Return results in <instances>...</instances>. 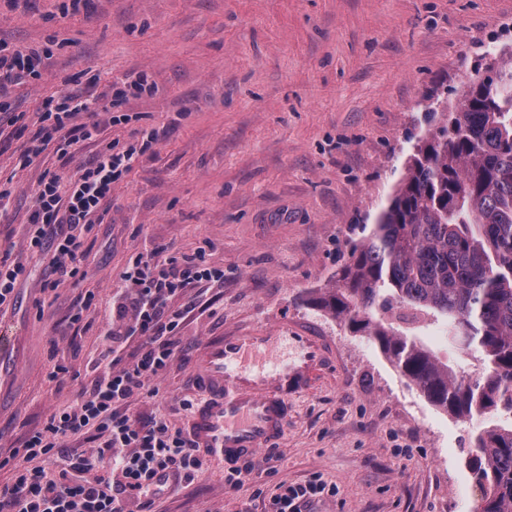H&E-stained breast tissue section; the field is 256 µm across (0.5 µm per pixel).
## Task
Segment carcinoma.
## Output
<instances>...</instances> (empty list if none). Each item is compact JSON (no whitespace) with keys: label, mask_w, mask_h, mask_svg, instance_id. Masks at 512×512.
I'll return each mask as SVG.
<instances>
[{"label":"carcinoma","mask_w":512,"mask_h":512,"mask_svg":"<svg viewBox=\"0 0 512 512\" xmlns=\"http://www.w3.org/2000/svg\"><path fill=\"white\" fill-rule=\"evenodd\" d=\"M421 139L372 231L311 303L377 341L430 402L470 418L512 416V65L465 83ZM442 323L476 368L458 374L417 342ZM477 512H512V426L476 439Z\"/></svg>","instance_id":"obj_1"}]
</instances>
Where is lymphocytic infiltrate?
<instances>
[{
    "label": "lymphocytic infiltrate",
    "instance_id": "lymphocytic-infiltrate-1",
    "mask_svg": "<svg viewBox=\"0 0 512 512\" xmlns=\"http://www.w3.org/2000/svg\"><path fill=\"white\" fill-rule=\"evenodd\" d=\"M57 44L54 38L38 48H11L0 43V117L19 122L4 93L9 86L39 78L44 59L52 56ZM96 105V99L71 92L47 99L40 124L28 133L30 153L40 155L52 143L65 155L79 140L92 138L90 129L75 126L73 120ZM141 153L134 145L121 151L109 143L100 145L65 189L59 175L47 172L41 176L29 218L27 248L53 252L54 277L45 282V290H56L77 275L84 240L70 234V227L89 229L102 222L113 184L131 171ZM211 276L199 256L163 258L153 253L133 261L123 275L133 311L130 333L149 340V348L128 363L119 352L117 334H107L103 371L92 392L76 410L51 416L44 430L26 441L19 451L22 462L15 467L12 485L0 487V512H125L127 500L154 489L169 476L192 477L202 460L190 438L169 431L164 420L144 425L119 413L118 408L134 391L153 392L154 381L174 357L170 337L188 315L187 308L173 307L172 302L185 288ZM89 427L107 435L108 440L95 454L71 455L69 467L74 478L56 482L33 467V460L53 455L62 438ZM102 461L122 475L116 490L76 478L77 473Z\"/></svg>",
    "mask_w": 512,
    "mask_h": 512
}]
</instances>
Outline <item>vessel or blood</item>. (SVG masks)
I'll return each instance as SVG.
<instances>
[{"mask_svg":"<svg viewBox=\"0 0 512 512\" xmlns=\"http://www.w3.org/2000/svg\"><path fill=\"white\" fill-rule=\"evenodd\" d=\"M330 357L320 336L285 322L207 338L197 358L196 383L206 399L191 419L195 443L228 464L272 446L289 398L311 390Z\"/></svg>","mask_w":512,"mask_h":512,"instance_id":"b4317fda","label":"vessel or blood"}]
</instances>
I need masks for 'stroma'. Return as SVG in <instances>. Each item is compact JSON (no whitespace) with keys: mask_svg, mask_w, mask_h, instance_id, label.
I'll return each mask as SVG.
<instances>
[{"mask_svg":"<svg viewBox=\"0 0 512 512\" xmlns=\"http://www.w3.org/2000/svg\"><path fill=\"white\" fill-rule=\"evenodd\" d=\"M60 4L0 10V42H64L41 80L11 88L14 110L34 124L63 80L90 69L103 90L143 71L155 90L130 99L126 121L102 109L77 121L120 148L153 130L158 140L113 186L79 277L48 294L50 256L26 248L38 180L75 175L97 148L84 142L62 158L50 146L31 159L26 138L0 126V179L14 188L0 211V258L27 270L0 312V485L11 484L26 438L93 389L104 335L124 324L122 274L157 251L202 255L224 279L177 298L195 310L175 358L157 395L134 393L122 412L187 431L182 402L202 399L195 355L225 332L286 320L324 337L334 364L292 398L282 439L247 459L237 491L225 488L223 460L206 454L193 479H170L150 507L137 500L128 512H269L279 486L310 480L327 490L303 512H475V439L512 418L432 405L375 342L307 299L369 235L429 128L431 97L457 105L486 46L512 45V0H87L66 14ZM88 293L93 306L72 323ZM58 362L68 373L54 379Z\"/></svg>","mask_w":512,"mask_h":512,"instance_id":"35a3bbf8","label":"stroma"}]
</instances>
